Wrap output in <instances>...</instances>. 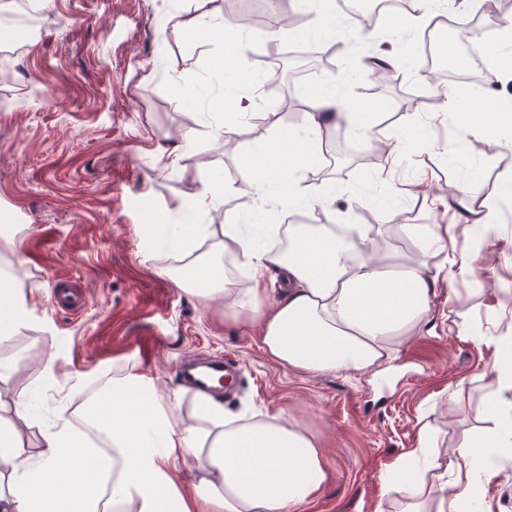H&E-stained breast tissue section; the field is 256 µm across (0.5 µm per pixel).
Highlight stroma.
<instances>
[{
    "label": "stroma",
    "instance_id": "obj_1",
    "mask_svg": "<svg viewBox=\"0 0 512 512\" xmlns=\"http://www.w3.org/2000/svg\"><path fill=\"white\" fill-rule=\"evenodd\" d=\"M200 0H52L34 37L0 39V228L14 229L15 250L0 256L28 296L22 328L0 345L9 365L0 378V411L36 398L21 425L23 451L38 460L70 392L90 396L112 369L136 367L160 394L181 387L178 370L222 354L241 368L224 398L228 414L284 415L315 432L329 470L325 487L300 512H399L403 497L388 483L395 462L428 431L453 461L461 442L484 426L497 338L512 332V148L504 139L467 133L461 115L445 114L434 89L415 71L395 69L381 92L365 59L389 37L359 22L337 27L333 67L320 68L301 97L325 88L370 122L392 129L402 160L392 183L376 178L384 161L374 142L335 128L327 148L304 146L303 184L324 206L274 207L264 223L299 214L329 224H373L393 246L411 247L403 224H452L404 186L424 183L447 201L477 177L497 205L499 240L482 252L473 280H440L424 331L383 368L353 375H313L277 364L261 346V327L225 317L223 301L203 306L167 270L180 260L150 232L154 224H190L192 193L223 179V206L209 224H244L243 152L273 135L274 103L257 93L256 122L227 143L211 137L225 123L212 102L233 94V74L214 71L227 46L219 30L187 20ZM166 42H159L158 33ZM419 92L413 111L426 132L404 123L402 94ZM192 151L163 152L183 136ZM449 142L453 153L439 152ZM83 291L79 311L55 305L60 287ZM463 395L455 406L454 395Z\"/></svg>",
    "mask_w": 512,
    "mask_h": 512
}]
</instances>
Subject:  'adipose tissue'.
Listing matches in <instances>:
<instances>
[{
  "mask_svg": "<svg viewBox=\"0 0 512 512\" xmlns=\"http://www.w3.org/2000/svg\"><path fill=\"white\" fill-rule=\"evenodd\" d=\"M510 79L508 70L491 73L478 97L489 112L467 115L472 134L493 137L499 125L512 124L510 118L498 122L492 115L500 107L498 87ZM338 121L388 144L383 171L392 172L401 157L393 133L356 123L336 94L321 93L302 129L279 125L272 143L246 153L250 187L273 180L289 202L311 208L322 204L321 196L298 186L302 155L281 153L279 147L320 141L323 129ZM457 204L483 227L480 240L462 253L448 247L451 228L440 224L402 225V234L414 245L407 253L361 224L346 234L289 224L283 250L258 246L238 225H224L222 233L235 244L252 282L245 295L225 273L223 253L194 255L209 225L169 224L164 237L180 253L193 255L184 287L202 303L220 298L225 312L259 322L273 361L314 375L356 373L396 359L400 345L422 332L440 275L473 278L477 254L494 237L492 207L471 184L460 186ZM273 270L282 276V289L271 301L268 274ZM492 374L496 398L482 431L457 448L453 483L419 481V469L444 467L428 435L395 463L389 481L403 492L401 512H423L429 498L436 512H460L461 503L474 501L479 485L500 470L502 456L512 450V371L497 365ZM72 400L81 421L110 440L111 454L84 452L77 431L64 426L44 434L39 462L30 464L13 417L0 414V464L9 468L0 485V512H99L104 499L112 512H195L200 503L207 512H296L328 479L318 437L282 415L242 422L225 414L220 400L201 393L197 420L191 423L182 416L181 392L161 396L153 377L132 369L113 374L96 395L76 393ZM187 459L195 462L188 494L169 472ZM474 503L472 512H489L485 501Z\"/></svg>",
  "mask_w": 512,
  "mask_h": 512,
  "instance_id": "ef3b65f1",
  "label": "adipose tissue"
}]
</instances>
